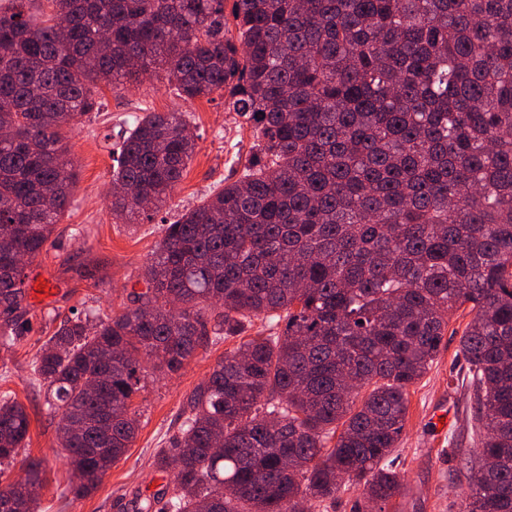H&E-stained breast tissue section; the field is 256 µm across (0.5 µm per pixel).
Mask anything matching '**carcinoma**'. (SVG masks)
Wrapping results in <instances>:
<instances>
[{
	"label": "carcinoma",
	"mask_w": 512,
	"mask_h": 512,
	"mask_svg": "<svg viewBox=\"0 0 512 512\" xmlns=\"http://www.w3.org/2000/svg\"><path fill=\"white\" fill-rule=\"evenodd\" d=\"M36 0L0 6V307L71 204L62 129L160 68L179 96L228 95L262 145L248 173L166 225L146 291L76 315L36 372L87 496L128 452L145 365L181 370L256 320L188 398L167 483L139 512H310L341 480L385 504L408 389L470 305L460 350L485 430L463 512H512V0ZM195 151L179 112L135 117L112 216L171 200ZM24 334H0L9 351ZM25 406L0 396V512H37Z\"/></svg>",
	"instance_id": "cac0c4a2"
}]
</instances>
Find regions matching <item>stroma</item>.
Instances as JSON below:
<instances>
[{"mask_svg":"<svg viewBox=\"0 0 512 512\" xmlns=\"http://www.w3.org/2000/svg\"><path fill=\"white\" fill-rule=\"evenodd\" d=\"M99 99V111L65 130L78 172L72 205L46 252L29 269L32 288L12 314L0 312V330L10 318L31 326L12 351H0V394L11 393L29 414V453L43 460L46 478L38 512H137L139 492L163 483L152 462L159 450L173 447L188 396L238 344L226 339L198 349L179 372L148 374L136 400L140 430L126 459L103 476L91 495L58 501L56 489L68 479L69 467L57 446V421L46 410L34 372L42 343L73 314L118 313L129 305L131 293L145 291L143 269L164 226L225 181L241 178L259 142L254 126L225 105L222 95L183 99L160 71L127 92L102 89ZM145 110L183 113L196 147L169 204L138 223L124 224L110 209L112 152L121 131ZM39 285L46 294L36 293ZM470 319L466 305L451 317L431 369L409 389L407 424L394 452L395 467L404 477L403 495L381 507L348 484L334 503L314 512H460L475 448L473 389L460 351ZM442 402L452 424L441 441L433 432L432 409Z\"/></svg>","mask_w":512,"mask_h":512,"instance_id":"obj_1","label":"stroma"}]
</instances>
